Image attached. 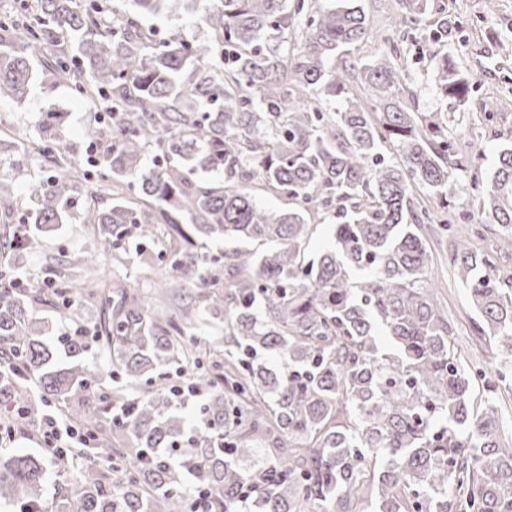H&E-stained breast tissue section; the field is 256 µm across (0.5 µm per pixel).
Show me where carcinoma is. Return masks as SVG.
I'll use <instances>...</instances> for the list:
<instances>
[{"label":"carcinoma","mask_w":512,"mask_h":512,"mask_svg":"<svg viewBox=\"0 0 512 512\" xmlns=\"http://www.w3.org/2000/svg\"><path fill=\"white\" fill-rule=\"evenodd\" d=\"M130 2L133 13L112 0H14L0 12V100L69 82L112 115L91 167L58 138L67 113L44 114L28 152L53 172L37 207L0 225V256L56 235L78 211L96 250L72 251L67 266L133 248L173 271L132 288L52 267L33 282L0 270V422L23 432L52 415L87 439L0 454V504L195 512L186 475L201 467V512H512V442L500 438L498 407L472 398L421 233L435 224L436 237L453 238L473 332L511 359L512 274L493 254H512V147L483 182L434 116L401 104L397 44L349 60L370 34L357 0H204L208 62L190 42L156 40L141 26L176 0ZM426 2L401 0L395 28L418 31ZM289 31L290 48L259 44ZM480 76L445 59L436 82L462 101ZM351 77L368 105L349 97ZM313 93L343 105L323 112ZM455 171L482 185L481 217L500 227L491 254L456 238L448 216L416 196L424 188L448 201ZM200 173L224 178L192 179ZM256 181L298 207L262 209L248 190ZM15 202L0 178V210ZM310 212L334 223L308 260ZM221 238L234 246L220 257L197 249ZM42 312L89 335H52ZM204 313L224 324V348L202 347ZM94 346L108 357L109 386L84 360ZM269 353L280 367L267 365ZM183 381L196 397L191 423L177 402ZM49 461L75 475L50 508Z\"/></svg>","instance_id":"cac0c4a2"}]
</instances>
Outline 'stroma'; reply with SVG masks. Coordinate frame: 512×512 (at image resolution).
I'll use <instances>...</instances> for the list:
<instances>
[{
  "mask_svg": "<svg viewBox=\"0 0 512 512\" xmlns=\"http://www.w3.org/2000/svg\"><path fill=\"white\" fill-rule=\"evenodd\" d=\"M372 19L371 34L352 56L369 60L389 48L392 18L399 12V0H360ZM200 0H179L164 16L148 19L157 38H180L195 43L202 58H210L214 48L201 21ZM447 20L448 38L445 52L465 71L485 70L480 85L474 87L467 101L440 98L434 82L435 58L425 44L437 21ZM407 78L400 88V97L411 112L441 115L449 132L456 137L462 154L471 156L482 175H489L499 151L512 145V0H429L421 32L406 36ZM67 111L68 124L64 138L86 149L100 129L99 108L78 97L72 87L60 84L54 88H36L22 103L0 102V137L13 144L35 140L45 112ZM50 170L42 158L23 157L17 164L0 165V177L14 181L16 207H28L30 196ZM86 231L79 221L63 225L56 236L41 240L26 256L24 273L36 277L61 254L77 246L89 247ZM432 279L448 310V322L459 346L470 359L474 375L496 377L507 363L506 358L491 350L475 336L469 326L471 308L467 293L452 272V254L448 248L435 251Z\"/></svg>",
  "mask_w": 512,
  "mask_h": 512,
  "instance_id": "obj_1",
  "label": "stroma"
}]
</instances>
